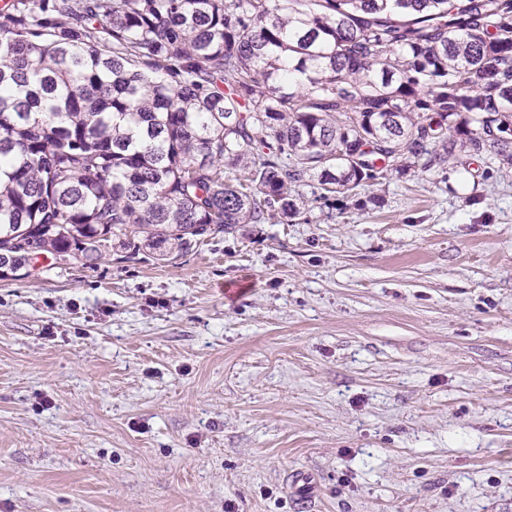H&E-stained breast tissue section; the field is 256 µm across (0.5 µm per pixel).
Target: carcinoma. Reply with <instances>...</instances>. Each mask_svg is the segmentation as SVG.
<instances>
[{
	"label": "carcinoma",
	"instance_id": "obj_1",
	"mask_svg": "<svg viewBox=\"0 0 512 512\" xmlns=\"http://www.w3.org/2000/svg\"><path fill=\"white\" fill-rule=\"evenodd\" d=\"M512 167V0H12L0 280Z\"/></svg>",
	"mask_w": 512,
	"mask_h": 512
}]
</instances>
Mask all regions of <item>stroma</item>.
Returning a JSON list of instances; mask_svg holds the SVG:
<instances>
[{"label":"stroma","instance_id":"obj_1","mask_svg":"<svg viewBox=\"0 0 512 512\" xmlns=\"http://www.w3.org/2000/svg\"><path fill=\"white\" fill-rule=\"evenodd\" d=\"M0 281V512H512V169Z\"/></svg>","mask_w":512,"mask_h":512}]
</instances>
